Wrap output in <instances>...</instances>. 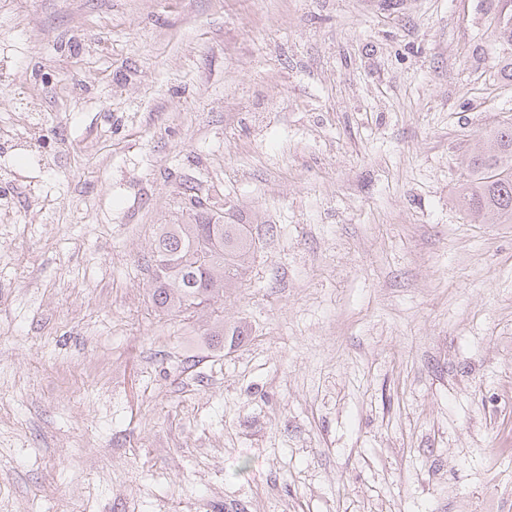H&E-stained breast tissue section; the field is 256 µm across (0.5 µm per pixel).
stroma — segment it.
<instances>
[{"label":"stroma","mask_w":512,"mask_h":512,"mask_svg":"<svg viewBox=\"0 0 512 512\" xmlns=\"http://www.w3.org/2000/svg\"><path fill=\"white\" fill-rule=\"evenodd\" d=\"M512 0H0V512H512ZM250 224L218 313L157 225ZM468 179L462 185L461 202L474 223L495 219L512 223V125L486 134L484 147L463 161ZM219 316L216 315L211 328L207 330L208 332L205 335L209 346L215 350L223 351L226 343L231 346L234 345L240 336H246L247 330L242 325L224 324V319H219Z\"/></svg>","instance_id":"stroma-1"}]
</instances>
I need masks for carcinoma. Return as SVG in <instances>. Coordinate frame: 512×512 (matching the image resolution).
Listing matches in <instances>:
<instances>
[{"label":"carcinoma","mask_w":512,"mask_h":512,"mask_svg":"<svg viewBox=\"0 0 512 512\" xmlns=\"http://www.w3.org/2000/svg\"><path fill=\"white\" fill-rule=\"evenodd\" d=\"M468 179L461 202L471 220L512 223V125L486 134L484 147L464 159ZM250 224H220L199 217L193 224H160L147 260L152 299L167 313H192L237 287L247 275L246 257L258 250ZM242 325L215 319L209 346L223 350L245 335Z\"/></svg>","instance_id":"obj_1"}]
</instances>
